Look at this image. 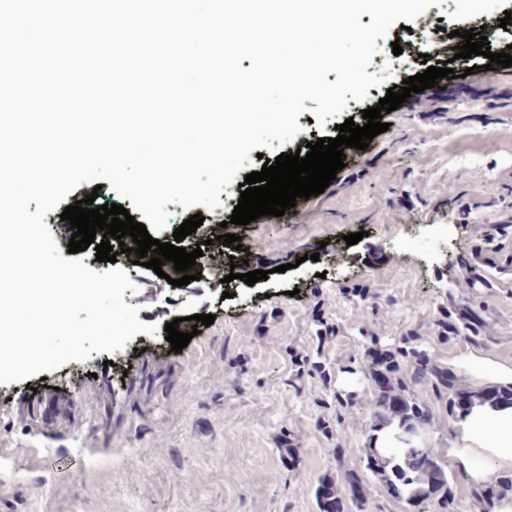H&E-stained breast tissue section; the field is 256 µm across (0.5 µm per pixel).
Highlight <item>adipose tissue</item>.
<instances>
[{
	"mask_svg": "<svg viewBox=\"0 0 512 512\" xmlns=\"http://www.w3.org/2000/svg\"><path fill=\"white\" fill-rule=\"evenodd\" d=\"M455 426L464 447L448 451L449 459L473 483L488 480L496 471L512 470V405L476 402Z\"/></svg>",
	"mask_w": 512,
	"mask_h": 512,
	"instance_id": "1",
	"label": "adipose tissue"
}]
</instances>
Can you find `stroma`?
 I'll list each match as a JSON object with an SVG mask.
<instances>
[{
	"label": "stroma",
	"instance_id": "35a3bbf8",
	"mask_svg": "<svg viewBox=\"0 0 512 512\" xmlns=\"http://www.w3.org/2000/svg\"><path fill=\"white\" fill-rule=\"evenodd\" d=\"M507 11L512 0H441L409 29L393 25L370 66L382 82L325 127L300 115V133L284 148L263 149L246 172L333 136L346 118L361 121L388 89L424 72L421 54L447 55L456 23L483 27L488 46L506 50L512 36L499 19ZM382 120L388 130L294 222L237 226L248 270L267 279L227 283L209 267L183 289L119 260L135 286L125 303L158 331L0 385V512H318L319 478L345 468L359 470L366 490L365 508L349 502L345 512H407L360 463L373 418L363 335L393 344L416 333L463 374L478 359L512 366V272L492 279L479 267L475 288L455 286L459 257L512 220V67L473 70ZM235 202L230 195L189 211L168 204L160 236L172 240L194 213L222 223ZM357 232L362 240L347 245L345 234ZM377 258L384 270L372 268ZM364 286L367 302L352 294ZM465 306L492 322L491 339L437 340L444 312ZM194 314L215 320L173 352L165 324ZM323 322L336 329L324 344L316 336ZM347 376L357 395L351 406L336 399ZM416 393L431 404L422 433L430 448L442 456L461 447L454 416L429 386ZM284 436L298 462L281 453Z\"/></svg>",
	"mask_w": 512,
	"mask_h": 512
}]
</instances>
